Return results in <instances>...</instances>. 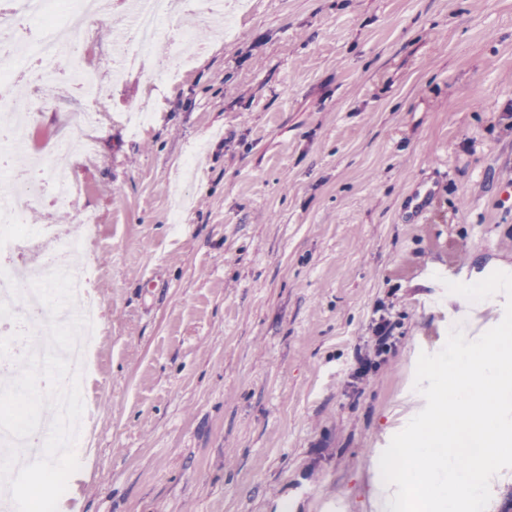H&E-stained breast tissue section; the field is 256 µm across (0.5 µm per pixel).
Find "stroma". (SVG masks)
Returning a JSON list of instances; mask_svg holds the SVG:
<instances>
[{
  "instance_id": "stroma-1",
  "label": "stroma",
  "mask_w": 512,
  "mask_h": 512,
  "mask_svg": "<svg viewBox=\"0 0 512 512\" xmlns=\"http://www.w3.org/2000/svg\"><path fill=\"white\" fill-rule=\"evenodd\" d=\"M201 28L178 80L166 48L113 81L99 22L95 91L22 90L26 161L96 140L45 171L80 195L32 210L98 225L91 432L58 512H373L420 352L504 317L445 284L512 268V0H250L222 34L169 15Z\"/></svg>"
}]
</instances>
